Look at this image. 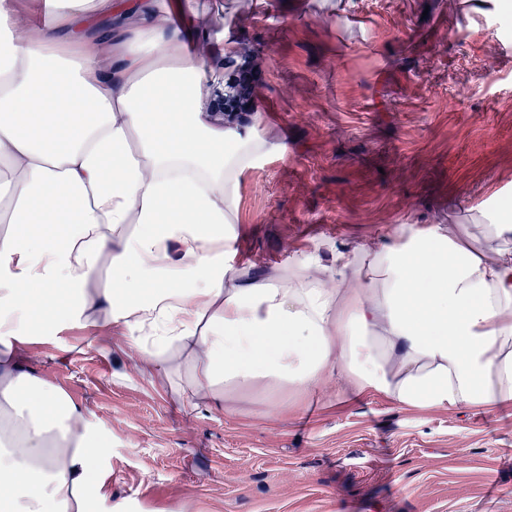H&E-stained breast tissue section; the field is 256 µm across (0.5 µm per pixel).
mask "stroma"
<instances>
[{
	"label": "stroma",
	"mask_w": 512,
	"mask_h": 512,
	"mask_svg": "<svg viewBox=\"0 0 512 512\" xmlns=\"http://www.w3.org/2000/svg\"><path fill=\"white\" fill-rule=\"evenodd\" d=\"M257 80L270 148L239 172L237 267L330 258L393 224H472L512 202V23L498 0H192ZM288 141V153L276 145ZM79 330L34 369L112 439L124 512H512V406L408 412L364 399L304 417L184 412Z\"/></svg>",
	"instance_id": "stroma-1"
}]
</instances>
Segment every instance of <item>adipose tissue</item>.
<instances>
[{"label": "adipose tissue", "instance_id": "adipose-tissue-1", "mask_svg": "<svg viewBox=\"0 0 512 512\" xmlns=\"http://www.w3.org/2000/svg\"><path fill=\"white\" fill-rule=\"evenodd\" d=\"M31 2L0 0V512L112 500L111 440L24 365L69 328L189 412L512 404L511 213L243 273L237 174L268 144L208 105L234 43L189 0Z\"/></svg>", "mask_w": 512, "mask_h": 512}]
</instances>
